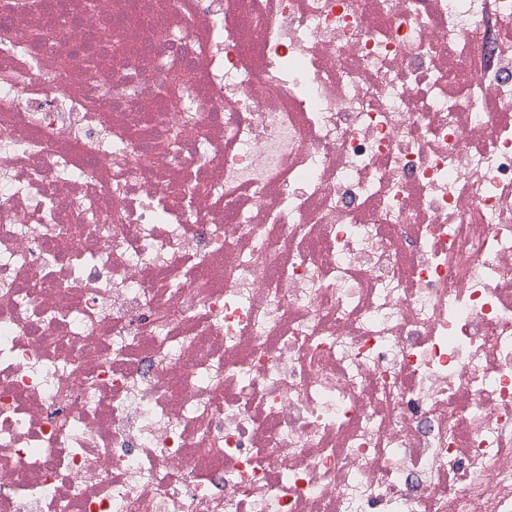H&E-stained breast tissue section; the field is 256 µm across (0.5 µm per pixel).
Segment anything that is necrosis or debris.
<instances>
[{
    "instance_id": "1",
    "label": "necrosis or debris",
    "mask_w": 512,
    "mask_h": 512,
    "mask_svg": "<svg viewBox=\"0 0 512 512\" xmlns=\"http://www.w3.org/2000/svg\"><path fill=\"white\" fill-rule=\"evenodd\" d=\"M0 0V512H512V0Z\"/></svg>"
}]
</instances>
